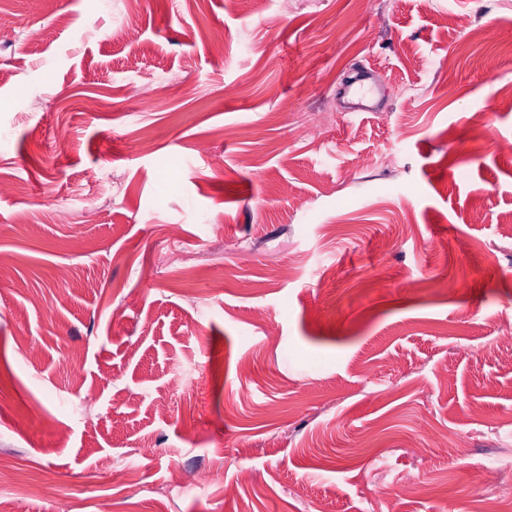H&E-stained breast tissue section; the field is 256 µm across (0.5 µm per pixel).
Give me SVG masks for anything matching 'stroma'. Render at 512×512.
Here are the masks:
<instances>
[{"instance_id":"obj_1","label":"stroma","mask_w":512,"mask_h":512,"mask_svg":"<svg viewBox=\"0 0 512 512\" xmlns=\"http://www.w3.org/2000/svg\"><path fill=\"white\" fill-rule=\"evenodd\" d=\"M511 86L512 0H0V512L512 498Z\"/></svg>"}]
</instances>
